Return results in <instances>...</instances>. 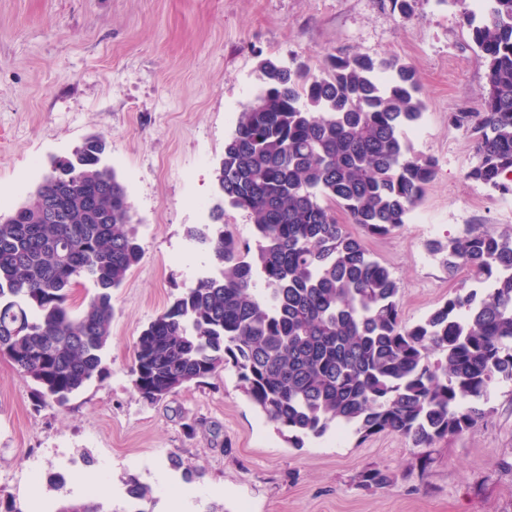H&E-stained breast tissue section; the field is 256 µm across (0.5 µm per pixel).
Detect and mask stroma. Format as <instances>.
I'll list each match as a JSON object with an SVG mask.
<instances>
[{"instance_id": "1", "label": "stroma", "mask_w": 512, "mask_h": 512, "mask_svg": "<svg viewBox=\"0 0 512 512\" xmlns=\"http://www.w3.org/2000/svg\"><path fill=\"white\" fill-rule=\"evenodd\" d=\"M475 50L448 0H413L405 17L391 0H0V215L29 198L53 158L98 134L141 247L112 294L100 378L61 405L38 399L0 356V512L80 498L96 481L100 501L120 508L132 479L153 490L147 512H512L510 382L494 381L482 425L432 448L389 433L295 448L233 369L155 403L129 374L142 329L212 269L187 229L210 221L215 168L266 58L315 71L330 53L367 54L414 67L426 108L412 142L435 175L416 209L422 222L367 245L401 283L404 321L445 302L464 276L448 274L428 242L473 224L512 231V196L467 178L473 141L451 120L481 105ZM366 468L397 481L362 486ZM56 474L64 490L50 487Z\"/></svg>"}]
</instances>
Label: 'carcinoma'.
<instances>
[{
    "instance_id": "cac0c4a2",
    "label": "carcinoma",
    "mask_w": 512,
    "mask_h": 512,
    "mask_svg": "<svg viewBox=\"0 0 512 512\" xmlns=\"http://www.w3.org/2000/svg\"><path fill=\"white\" fill-rule=\"evenodd\" d=\"M486 71L481 109L457 112L478 163L466 178L512 192V0H449ZM262 86L224 142L211 223L188 237L212 253L201 279L153 318L134 345L130 375L150 402L230 366L248 400L295 447L332 427L364 440L391 433L432 448L474 430L494 378L512 382V233L472 225L430 252L448 272L489 281L460 287L422 321L401 318L402 288L366 238L409 223L434 176L407 136L425 101L397 59L328 57L315 74L266 59ZM108 143L85 139L51 161L36 195L60 213L44 222L29 202L0 220V355L42 398L64 403L102 372L112 292L141 259L125 186L103 162ZM246 212L254 247L224 234V207ZM341 208L361 233L336 221ZM94 294L72 307L73 289ZM378 489L395 478L366 469ZM133 512L152 500L135 479ZM53 512H103L95 497Z\"/></svg>"
}]
</instances>
